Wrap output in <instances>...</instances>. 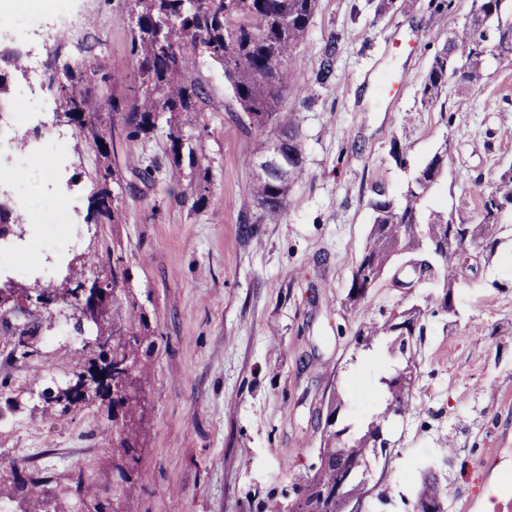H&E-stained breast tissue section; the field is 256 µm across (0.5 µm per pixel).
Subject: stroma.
Masks as SVG:
<instances>
[{
    "label": "stroma",
    "mask_w": 512,
    "mask_h": 512,
    "mask_svg": "<svg viewBox=\"0 0 512 512\" xmlns=\"http://www.w3.org/2000/svg\"><path fill=\"white\" fill-rule=\"evenodd\" d=\"M317 0L300 53L303 78L285 100L297 115L303 172L278 223L270 224L250 193L246 159L260 138L236 117L224 68L200 57L191 77L204 89L197 122L184 133L208 177L204 202L190 195L196 176L164 155V139L117 140L109 160L125 214L121 224L90 226L85 201L103 162L82 135L64 154L40 152L46 170L23 180L32 158L29 131L38 104L24 97V72L10 71L7 105L22 118L0 131V190L16 209L28 244L12 254L14 279L55 280L73 250L121 249L130 286L156 328L145 373L140 428L138 512H257L268 495L291 492L283 461L317 458L329 398L342 406L338 427L362 434L386 407L385 377L414 365L412 406L383 426L388 457L369 464L358 512H414L424 477L436 478L451 512H512L498 493V451L512 448V214L499 226V245L478 257L442 305L440 276L413 294L390 275L350 304L353 268L373 223L376 189L393 199L407 175L390 156L393 141L415 163L447 151L448 165L424 200L475 223L480 195L512 164V63L484 62L485 80L452 86L422 103L421 85L435 54L471 16L474 0ZM132 21L122 0H83L79 30H66L60 56L105 58L104 93L129 95L135 63ZM95 33L93 53L80 49ZM334 70L327 85L314 72L327 46ZM79 200L71 210V200ZM416 306L426 334L412 358L379 337L353 343L359 323ZM51 335L20 364L6 358L0 335V499L10 500L14 474L37 467L52 481L82 477L102 502L112 501V434L122 408L93 399L68 414L36 396L50 379L64 382L84 340L64 313Z\"/></svg>",
    "instance_id": "obj_1"
}]
</instances>
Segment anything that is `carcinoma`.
Returning <instances> with one entry per match:
<instances>
[{
  "mask_svg": "<svg viewBox=\"0 0 512 512\" xmlns=\"http://www.w3.org/2000/svg\"><path fill=\"white\" fill-rule=\"evenodd\" d=\"M135 16L132 29L130 53L136 62V90L132 98L116 96L105 99L112 111V119L119 122L120 131L104 129L100 121V98L92 89V78L98 76L107 82L108 73L100 62L87 68L78 61L56 56V65L49 76L50 88L59 100L64 116L74 123L78 133L92 139L98 153L109 158L116 136L127 142L154 136L165 138V154L179 167L183 164L197 173L194 187L200 193L207 182L203 164L184 138L182 126L187 123L184 116L196 111V102L203 95V88L190 76L191 67L199 55L219 62L224 67V76L229 81L240 120L261 132L270 130L272 137L260 141L256 153L248 163L255 168V179L251 193L262 209V218L277 221L292 184L302 174V147L297 138L292 113L282 111L288 85L302 73V65L296 50L308 33L310 18L316 0H125ZM475 13L492 32L512 40V21L503 18V0H479ZM335 47L328 45L315 72V80L325 85L333 76ZM491 55L503 60L495 42L483 40L471 25L464 26L448 39V44L435 55L422 85V102L438 98L449 84L476 86L485 78L482 63ZM23 58L14 54L0 56V93L6 90L8 71L22 68ZM390 156L400 169L410 171V177L402 196L395 201L377 193L370 203L374 220L364 252L352 272V287L372 288L376 281L368 280V273H382L395 257V249L421 253L432 240L448 233L454 223L451 215L428 212L423 200L434 185V177L441 176L448 163V153L436 152L424 165L411 167L406 148L393 142ZM115 176L111 166L100 173L97 189L89 196L88 217L95 224H120L123 207L107 187V181ZM512 209V165L503 169L491 191L480 197L478 220L474 224L460 225V239L447 248L439 267L443 287L447 288L445 302L452 299V288L459 281L461 269L456 252L467 250L472 255L493 253L498 246L496 237L497 214L503 208ZM96 270L103 274L112 289V312L96 320L84 317L78 290L82 281L66 277L57 286H37L23 289V296L31 293L51 291L64 298L70 307L69 319L80 336L93 332H116L121 336L115 348V358L130 371L129 382L138 396L125 407L122 431L118 432L115 448L117 456L126 463L121 479L133 484L138 480L140 448L137 447V429L143 418L142 392L145 364L155 350V327L140 308L126 287L130 272L114 266L113 251L97 257ZM421 310L411 307L399 312H390L382 321L362 323L355 336L364 339L369 346L378 336H399L398 327L409 325L407 335L423 336L425 325L421 324ZM13 361L27 360L37 354L28 349L22 340L33 339L43 331V316L36 312L19 327H7ZM73 386L57 390L51 402L61 405V413L71 406L91 398H105L111 389L117 388L112 374H107L106 385H98L92 392H79L81 375L74 373ZM388 399L379 420L353 443L342 439L349 427L325 432L318 454L336 452L343 448L347 454L368 467L369 457L387 456V440L382 438V422L389 416L406 414L409 410L410 389L393 386L385 381ZM340 463L336 457L308 471L293 485V491L313 504V512H336V505L322 501L317 496L320 486L336 484ZM48 483L38 477L13 480V489L21 499H32L49 512L58 508L60 501L75 498L85 512H100L97 499L84 493L82 478L68 480L54 491L47 489Z\"/></svg>",
  "mask_w": 512,
  "mask_h": 512,
  "instance_id": "obj_1",
  "label": "carcinoma"
}]
</instances>
